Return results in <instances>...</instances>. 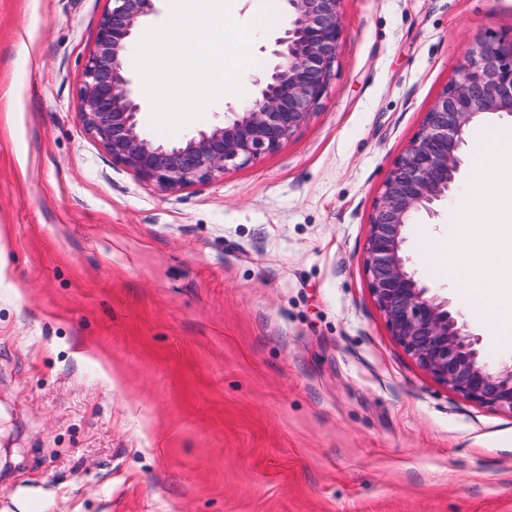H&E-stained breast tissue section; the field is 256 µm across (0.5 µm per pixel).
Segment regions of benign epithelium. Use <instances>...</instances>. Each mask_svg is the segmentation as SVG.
<instances>
[{
  "instance_id": "1",
  "label": "benign epithelium",
  "mask_w": 512,
  "mask_h": 512,
  "mask_svg": "<svg viewBox=\"0 0 512 512\" xmlns=\"http://www.w3.org/2000/svg\"><path fill=\"white\" fill-rule=\"evenodd\" d=\"M85 63L80 114L112 160L168 190L207 181L287 140L320 105L336 64L340 0H284L288 26L274 39L277 63L256 77L258 91L222 125L176 142L142 136L141 105L125 54L157 0H110ZM483 114L512 118V39L488 42L459 69L395 159L369 218L365 272L392 335L424 370L482 404L512 410V365L490 371L478 340L426 296L406 269L403 230L419 211L448 198L461 163L465 128Z\"/></svg>"
}]
</instances>
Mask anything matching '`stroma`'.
<instances>
[{
	"mask_svg": "<svg viewBox=\"0 0 512 512\" xmlns=\"http://www.w3.org/2000/svg\"><path fill=\"white\" fill-rule=\"evenodd\" d=\"M109 0H0V512H512V411L392 336L364 271L392 164L512 0H341L320 108L170 191L113 162L78 90ZM405 230L407 268L512 364Z\"/></svg>",
	"mask_w": 512,
	"mask_h": 512,
	"instance_id": "1",
	"label": "stroma"
}]
</instances>
